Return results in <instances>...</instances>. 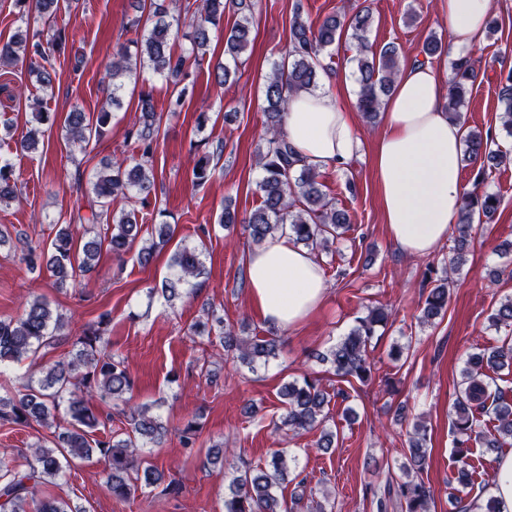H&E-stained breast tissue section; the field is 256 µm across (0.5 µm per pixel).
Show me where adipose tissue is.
Segmentation results:
<instances>
[{
    "mask_svg": "<svg viewBox=\"0 0 512 512\" xmlns=\"http://www.w3.org/2000/svg\"><path fill=\"white\" fill-rule=\"evenodd\" d=\"M448 20V56H466L484 37L491 0H439ZM448 67L410 61L382 109L383 132L372 170L389 238L405 253L426 256L448 238L467 187L462 181L466 129L448 117ZM283 133L296 158L341 169L360 148L351 113L325 88L294 95ZM248 294L265 323L292 330L327 297L319 261L290 236L278 235L246 259Z\"/></svg>",
    "mask_w": 512,
    "mask_h": 512,
    "instance_id": "ef3b65f1",
    "label": "adipose tissue"
}]
</instances>
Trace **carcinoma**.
Wrapping results in <instances>:
<instances>
[{
  "instance_id": "obj_1",
  "label": "carcinoma",
  "mask_w": 512,
  "mask_h": 512,
  "mask_svg": "<svg viewBox=\"0 0 512 512\" xmlns=\"http://www.w3.org/2000/svg\"><path fill=\"white\" fill-rule=\"evenodd\" d=\"M17 27L10 39L0 43V65L19 63L27 68L32 87L20 89V96L30 102L33 116L42 123L49 120L43 112L44 97L56 79L55 59L68 51L66 28L56 26L60 0H14ZM239 16L231 28L224 31V54L238 63L252 42L253 22L251 0H194L186 3L184 15L171 12L166 0H137L135 14L127 17L123 31L134 32L136 38L121 44L113 51L112 60L105 68L102 82L109 90L108 104L115 106L121 100L126 83L136 81L145 72L161 77L177 87L188 76V61L202 65L213 32L224 26L226 10ZM373 14L364 5L353 11L344 8L325 15L315 23L294 13L290 26L289 44L275 61L264 81V122L259 136L258 166L261 178L258 184L261 202L248 216L239 218L231 204L224 205L218 223L248 224L252 241L264 242L268 237L287 231L291 239L316 255L326 252L350 226L346 210L336 206L318 183L316 168L303 164L296 166L286 142L282 124L288 111V100L293 94L318 86L327 69L319 63V55L333 47L344 32L358 43L357 109L363 117L374 121L381 112L383 97L390 94L401 71L399 48L388 43L373 51L367 41V32ZM189 42V52H176L179 39ZM453 77L448 90V114L460 119V109L471 85L476 80L472 59L461 58L451 62ZM498 101L499 119L503 128L512 134V71L501 78ZM138 120L128 133L135 153L103 164V170L90 179L89 215L76 213L57 225L49 254L37 252L23 234L0 229V246L16 242L27 252V270L45 268L55 281L63 286L76 279L77 273L87 274L95 268L102 245L112 254L122 257L138 238L141 224L147 220L142 214L155 187L154 152L157 146L162 116L157 113L153 98L143 93L139 97ZM111 121V113L101 110L96 119L87 117L80 109L71 110L65 121L66 140L83 151L92 141L104 137ZM490 134L471 130L465 136V156L481 161L478 176L486 169L512 162V151L493 148ZM215 168L210 156L198 160L194 180L199 185L209 182ZM17 196L12 165L0 158V204ZM500 206L494 193L474 190L466 194L455 225L452 256L442 268V275L430 281L431 288L421 306L422 321L431 322L448 308L450 288L454 275L466 261L468 237L475 221H493ZM90 224L85 233L92 234L83 243L81 253H74L72 225ZM106 226L108 233L95 230ZM173 234L169 224H158L155 236L143 244L137 253L138 263L146 267L154 259L157 248L167 244ZM170 274L162 282L160 292L167 302L181 296L184 289L193 286V280L205 270L203 251L197 246L182 245L170 258ZM492 325L512 327V296H508L490 315ZM111 313H100L78 336L64 331L62 316L42 297L28 301L21 314L9 320H0V365L18 362L36 355L47 347L71 343L69 358L48 363L39 376L22 379L12 394L0 395V421L3 423L53 430L52 445L39 439L32 445L28 468L20 470L10 460L0 457V512H27V500L34 499L38 485L50 482L64 473L72 459L98 457L105 464L107 490L115 497L126 499L138 487H154L163 480V473L147 461L142 449L161 443L165 427L160 418L150 414L147 406L130 405L135 381L125 359L109 348ZM388 316L377 309L357 318L356 325L320 360L330 364L336 377L351 382L366 383L373 379V364L367 347L377 327L385 325ZM219 331L224 350L238 351L237 359L250 367L266 363L275 356V342L271 338L240 339L215 312L206 313L203 321L191 325L194 336H212ZM512 372V343L479 350L469 354L461 372L460 388L452 404L450 430L453 436L452 459L454 486L448 492V502L457 512H468L463 503L476 485L477 465L473 443L482 436L481 419L485 416L497 422L499 438L486 443L499 448V439L512 440V400L500 387H491L488 372ZM279 397L285 413L273 422L274 429L294 433L320 431L316 448L328 451L334 445L336 434L326 428L325 408L333 399L311 376L302 381L284 384ZM111 403L125 417L127 428L122 433L92 437L99 427L106 426L95 411L97 403ZM64 409L70 419L65 427L58 426L56 412ZM428 429L424 422L414 424L408 435L406 463L403 478L388 480L383 496L377 498V512H388L389 503L399 505L401 512H432L434 494L425 481L427 465ZM291 493V504H286L277 489L288 480L285 451H272L268 467L252 468L236 476L224 497V512H293L304 502H313L312 489L307 478L297 473ZM36 512H85L71 506L65 499L47 498L38 502Z\"/></svg>"
}]
</instances>
